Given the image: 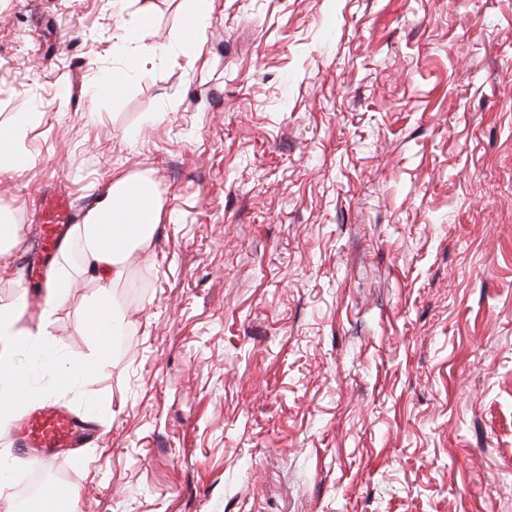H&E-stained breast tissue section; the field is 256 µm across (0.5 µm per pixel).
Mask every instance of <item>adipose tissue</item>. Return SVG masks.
I'll return each mask as SVG.
<instances>
[{"mask_svg":"<svg viewBox=\"0 0 512 512\" xmlns=\"http://www.w3.org/2000/svg\"><path fill=\"white\" fill-rule=\"evenodd\" d=\"M125 41L132 45L121 70L102 73L93 87L94 94L110 91L112 97H121L129 80L138 72V56L145 52L136 31L125 33ZM32 112L14 113L8 125L0 127V174L4 175L30 163V154L24 143L28 132L37 122ZM151 193L147 180L125 176L113 180L96 206L90 209L83 222L71 230L75 246L82 252L85 270L91 271L100 287L93 302L95 315L92 333L107 337L112 333L111 288L126 276L127 256L151 241L159 224V208L151 206L146 213L133 212L127 196L132 190Z\"/></svg>","mask_w":512,"mask_h":512,"instance_id":"obj_1","label":"adipose tissue"}]
</instances>
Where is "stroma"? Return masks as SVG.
Wrapping results in <instances>:
<instances>
[{"label": "stroma", "instance_id": "stroma-1", "mask_svg": "<svg viewBox=\"0 0 512 512\" xmlns=\"http://www.w3.org/2000/svg\"><path fill=\"white\" fill-rule=\"evenodd\" d=\"M188 7L0 0V123L42 115L0 308L43 316L44 197L161 206L108 345L92 274L53 309L15 415L98 439L48 473L85 512H512V0H214L197 42ZM131 27L138 75L93 95Z\"/></svg>", "mask_w": 512, "mask_h": 512}]
</instances>
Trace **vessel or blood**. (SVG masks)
Returning <instances> with one entry per match:
<instances>
[{
	"label": "vessel or blood",
	"mask_w": 512,
	"mask_h": 512,
	"mask_svg": "<svg viewBox=\"0 0 512 512\" xmlns=\"http://www.w3.org/2000/svg\"><path fill=\"white\" fill-rule=\"evenodd\" d=\"M43 209L49 218L38 227V246L43 253L53 255L58 250L60 226L67 221L68 205L63 199H48ZM13 433L31 466L40 470L56 449L81 447L91 434V425L63 408L48 405L18 420Z\"/></svg>",
	"instance_id": "obj_1"
}]
</instances>
